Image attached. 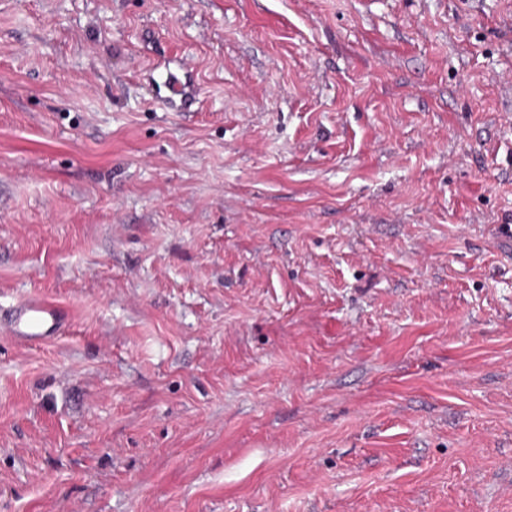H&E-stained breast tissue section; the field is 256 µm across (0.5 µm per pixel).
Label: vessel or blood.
Returning a JSON list of instances; mask_svg holds the SVG:
<instances>
[{
	"label": "vessel or blood",
	"mask_w": 512,
	"mask_h": 512,
	"mask_svg": "<svg viewBox=\"0 0 512 512\" xmlns=\"http://www.w3.org/2000/svg\"><path fill=\"white\" fill-rule=\"evenodd\" d=\"M165 102L170 110L186 112L196 102L190 82L185 75L168 72L165 80ZM67 317L59 306L39 297L18 302L9 312L7 326L18 341L36 345L57 336L64 328Z\"/></svg>",
	"instance_id": "b4317fda"
}]
</instances>
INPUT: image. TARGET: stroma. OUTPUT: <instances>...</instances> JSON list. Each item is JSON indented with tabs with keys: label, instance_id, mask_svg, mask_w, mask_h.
Wrapping results in <instances>:
<instances>
[{
	"label": "stroma",
	"instance_id": "obj_1",
	"mask_svg": "<svg viewBox=\"0 0 512 512\" xmlns=\"http://www.w3.org/2000/svg\"><path fill=\"white\" fill-rule=\"evenodd\" d=\"M32 296L0 512H512V0H0ZM168 95L165 102L170 110L174 112H187L196 103V96L192 85L185 75L169 71L164 80ZM7 327L18 341L36 345L57 336L67 317L59 306L39 297L18 302L8 314Z\"/></svg>",
	"mask_w": 512,
	"mask_h": 512
}]
</instances>
